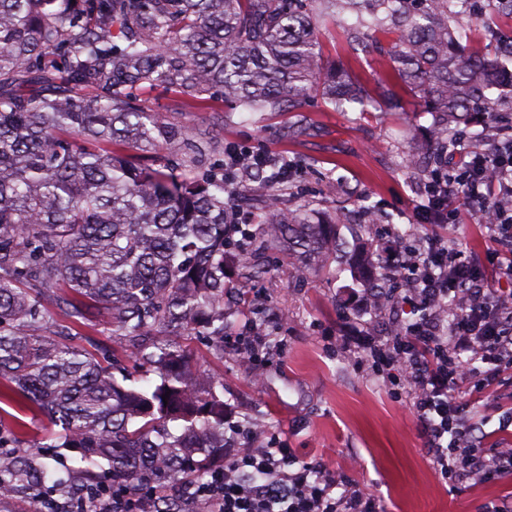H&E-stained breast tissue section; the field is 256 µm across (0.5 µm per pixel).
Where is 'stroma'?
<instances>
[{
	"label": "stroma",
	"mask_w": 512,
	"mask_h": 512,
	"mask_svg": "<svg viewBox=\"0 0 512 512\" xmlns=\"http://www.w3.org/2000/svg\"><path fill=\"white\" fill-rule=\"evenodd\" d=\"M318 40L322 60L345 68L372 98L369 112L334 111L314 93L299 107L278 113L231 112L220 98L188 108L182 95L163 87L141 90L137 103L189 131L194 147H172L173 163L186 164L195 152L218 160L234 147L287 158L293 168L279 186L283 208L318 209L337 219V237L360 239L377 252L395 229L409 243L432 234L491 270L496 245L482 225L468 221L432 229L414 221L428 171L410 165L408 158L425 143L432 116L419 93L391 79L389 58L379 50L388 35L353 42L326 22ZM495 109L496 117L459 125L462 151L449 174L501 139L503 128L512 124V93L502 92ZM270 264V272L258 279L245 278L240 267L229 269L223 344L179 339L195 367L196 385L223 382L229 420L265 426L251 447H265L270 434H279L299 461L334 471L344 486L374 497L379 512H490L512 500L508 476L484 484L439 479L422 426L396 380L337 349V337L385 336L393 319L414 321L413 308L387 290L386 280L364 282L353 270L337 272L332 253L316 257L302 277L286 253H273ZM242 292L249 297L244 306L238 300ZM271 334L279 336L281 346L264 358L258 385L232 344L242 336ZM471 412L488 445L512 448V367L499 369ZM21 418L26 428L15 438V449L31 464L50 465L72 483L85 484L71 449L38 447L50 428L46 415L31 405Z\"/></svg>",
	"instance_id": "1"
}]
</instances>
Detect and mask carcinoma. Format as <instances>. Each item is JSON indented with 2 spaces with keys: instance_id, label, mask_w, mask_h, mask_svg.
I'll use <instances>...</instances> for the list:
<instances>
[{
  "instance_id": "cac0c4a2",
  "label": "carcinoma",
  "mask_w": 512,
  "mask_h": 512,
  "mask_svg": "<svg viewBox=\"0 0 512 512\" xmlns=\"http://www.w3.org/2000/svg\"><path fill=\"white\" fill-rule=\"evenodd\" d=\"M315 2L0 0V383L58 427L39 447L79 449L110 489L175 485L224 458V397L193 386L179 343L150 352L146 340L170 331L222 341L230 264L248 260L259 274L261 258L284 248L303 272L307 258L336 245L333 224L311 209H281L275 190L252 226L234 223L239 189L222 164L178 169L157 156L135 165L136 151L189 139L141 111L138 91L219 92L241 112H281L317 89L338 111L364 112L372 102L317 51L316 31L330 20L355 41L366 28L394 35L396 78L423 92L433 117L422 147L430 164L457 154L451 123L493 112L485 92L501 85L512 36L493 56L461 45L448 17L469 13V0ZM47 55L59 63L44 65ZM90 86L100 92L85 95ZM288 170L267 158L251 165L270 186ZM50 296L77 324L111 309L112 358L48 331ZM124 339L160 384L115 379ZM61 483L22 455L0 457V496Z\"/></svg>"
}]
</instances>
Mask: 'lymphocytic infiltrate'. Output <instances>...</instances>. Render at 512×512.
I'll return each instance as SVG.
<instances>
[{
  "instance_id": "1",
  "label": "lymphocytic infiltrate",
  "mask_w": 512,
  "mask_h": 512,
  "mask_svg": "<svg viewBox=\"0 0 512 512\" xmlns=\"http://www.w3.org/2000/svg\"><path fill=\"white\" fill-rule=\"evenodd\" d=\"M475 169L456 175L434 173L426 199L416 207L417 223H447L449 202L462 201L475 223L497 244L503 279L512 282V211L500 205L512 196V138L474 158ZM385 269L414 281L404 299L418 312L413 323H394L387 340L344 336L342 348L397 372L423 425L435 469L449 480L489 481L512 475V448H486V434L451 395L453 386L475 373V362L512 365V290L494 287L476 265L443 248L409 252L396 245ZM224 465L194 484L184 503L195 512H376L359 490H339L326 468L297 463L280 439L264 448L238 447L230 437ZM82 512H158L156 496L116 491L87 497Z\"/></svg>"
}]
</instances>
